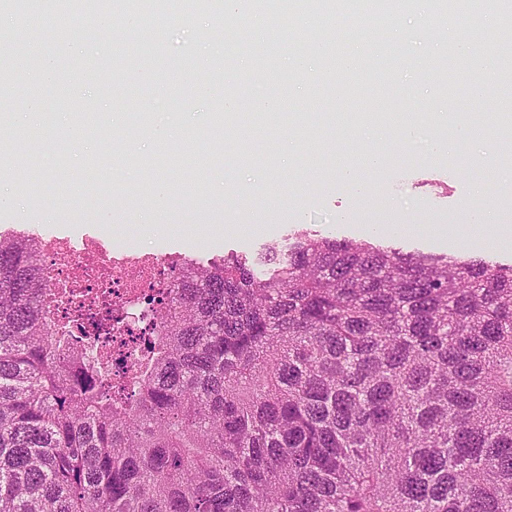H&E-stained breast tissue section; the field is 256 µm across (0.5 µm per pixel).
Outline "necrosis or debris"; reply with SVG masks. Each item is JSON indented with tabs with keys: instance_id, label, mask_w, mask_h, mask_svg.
<instances>
[{
	"instance_id": "necrosis-or-debris-1",
	"label": "necrosis or debris",
	"mask_w": 512,
	"mask_h": 512,
	"mask_svg": "<svg viewBox=\"0 0 512 512\" xmlns=\"http://www.w3.org/2000/svg\"><path fill=\"white\" fill-rule=\"evenodd\" d=\"M40 262L53 290L51 312L67 328L66 346L102 356L97 384L111 396L144 370L159 322L167 285L179 270V256L160 249L122 247L103 254L96 241L74 250L67 239L40 240Z\"/></svg>"
}]
</instances>
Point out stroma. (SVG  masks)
I'll return each mask as SVG.
<instances>
[{
  "mask_svg": "<svg viewBox=\"0 0 512 512\" xmlns=\"http://www.w3.org/2000/svg\"><path fill=\"white\" fill-rule=\"evenodd\" d=\"M305 41L277 45L273 57L263 50L272 34L258 35L242 28L239 37L213 33L214 19L199 15L192 25L172 23L161 37L151 31L113 44L104 34L40 30L22 34L16 28L0 32V58L23 79L0 86V99L12 112L0 130L35 129V136L14 141V156L0 159V230L27 229L50 233L81 246L96 240L106 249L127 242L138 247L164 245L167 252L200 262L234 250L249 255L262 245L302 226L338 239L376 238L379 244L403 251L460 253L474 260L512 265V236L489 241L471 228L454 238L432 235L422 226L432 220H452L465 212L488 210L499 223L512 225V165L498 174L467 168L463 154L488 153L496 136L480 143L456 145L451 154H432L433 129L416 126L398 130L354 126L341 130L340 112L352 106L339 87L324 85L312 91L294 82L287 116L261 106L272 99L274 87L257 81V71L288 73L295 60L310 55L322 41L312 14ZM407 40L387 33L373 45L375 60L386 61L398 73L389 93L415 107L407 95L415 88L430 98L434 112L446 111L448 94L427 82L423 73L433 59L424 54L428 31L420 29L413 11H405ZM82 43V50L57 58L53 80L27 72L28 61L43 57L58 42ZM138 86V98L116 96L114 87ZM239 88L231 109L257 116L252 134L226 131L212 123L213 110L226 87ZM144 100L151 129L134 127L130 115L136 100ZM38 102L45 118L28 120V107ZM95 112L99 125L86 126L83 115ZM314 121L321 138L314 145H297L298 121ZM178 153L180 165L165 170L147 162L161 145ZM372 151L382 159L378 170L362 173L374 195L369 205L341 178V163L357 152ZM258 161L245 164L241 155ZM33 172L34 189L20 186L16 160ZM278 185V195L264 194L265 184ZM368 214H360V207ZM370 224L389 225V232L370 235ZM400 232H392V225Z\"/></svg>",
  "mask_w": 512,
  "mask_h": 512,
  "instance_id": "1",
  "label": "stroma"
}]
</instances>
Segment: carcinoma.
<instances>
[{
  "label": "carcinoma",
  "mask_w": 512,
  "mask_h": 512,
  "mask_svg": "<svg viewBox=\"0 0 512 512\" xmlns=\"http://www.w3.org/2000/svg\"><path fill=\"white\" fill-rule=\"evenodd\" d=\"M410 0H360L365 24ZM273 0H237L299 33ZM119 20L180 0H112ZM455 23L483 0H436ZM327 56L346 74L336 24ZM448 46L440 88L475 82ZM347 92L395 122L378 92ZM39 237L0 233V512H512V265L297 229L254 257L184 261L139 398L102 399L98 359L60 353Z\"/></svg>",
  "instance_id": "obj_1"
}]
</instances>
